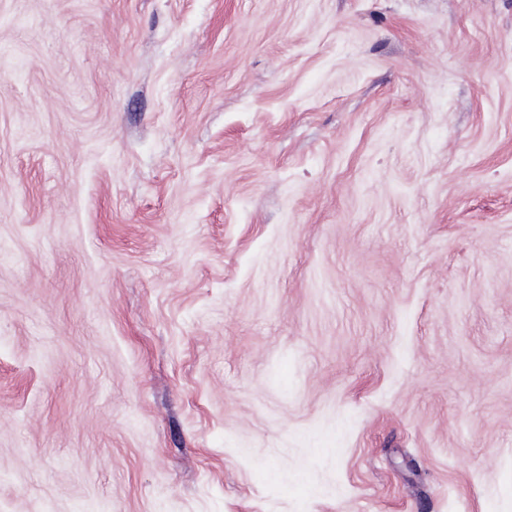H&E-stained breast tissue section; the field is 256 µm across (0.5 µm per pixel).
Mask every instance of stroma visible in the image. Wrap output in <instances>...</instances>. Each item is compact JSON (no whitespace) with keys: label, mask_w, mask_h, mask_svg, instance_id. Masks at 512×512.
Masks as SVG:
<instances>
[{"label":"stroma","mask_w":512,"mask_h":512,"mask_svg":"<svg viewBox=\"0 0 512 512\" xmlns=\"http://www.w3.org/2000/svg\"><path fill=\"white\" fill-rule=\"evenodd\" d=\"M0 512H512V0H0Z\"/></svg>","instance_id":"stroma-1"}]
</instances>
